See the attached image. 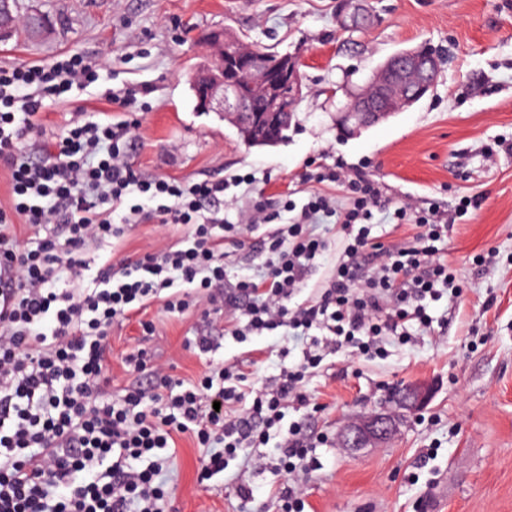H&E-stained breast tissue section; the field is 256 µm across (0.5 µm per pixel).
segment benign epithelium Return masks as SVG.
<instances>
[{"mask_svg":"<svg viewBox=\"0 0 512 512\" xmlns=\"http://www.w3.org/2000/svg\"><path fill=\"white\" fill-rule=\"evenodd\" d=\"M13 25L10 0H0V37L8 35ZM238 42L237 37L222 32L206 41V55L211 65L196 77L199 104L239 126L280 123L288 105L301 95V86L291 77L294 62L258 64L236 50ZM440 65L441 59L416 50L392 55L378 68L374 84L364 86L352 96L347 111L339 118L341 127L353 133L361 125L376 123L399 108L416 103L435 84ZM242 80L248 82L253 97L261 103V111H239L240 101L228 88ZM430 399L428 384L407 385L396 400L398 412L373 413L341 426L340 444L352 451L380 446L397 431L405 414L422 410Z\"/></svg>","mask_w":512,"mask_h":512,"instance_id":"1","label":"benign epithelium"}]
</instances>
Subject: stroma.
I'll return each instance as SVG.
<instances>
[{
  "instance_id": "obj_1",
  "label": "stroma",
  "mask_w": 512,
  "mask_h": 512,
  "mask_svg": "<svg viewBox=\"0 0 512 512\" xmlns=\"http://www.w3.org/2000/svg\"><path fill=\"white\" fill-rule=\"evenodd\" d=\"M343 0H19L58 18L47 37L0 42V66L42 64L82 53L101 67L100 80L77 101H47L40 117L45 138L74 121L137 119L130 159L144 174L179 181L255 173L258 193L224 201L229 219L256 199L303 204L304 176L315 164L340 160L376 180L386 199L414 205L435 200L454 209L459 198L479 207L456 220L441 256L456 270L460 298L433 303L442 335L391 343L385 359L327 357L306 380L308 405L287 420L329 437L317 449L319 470L302 477L308 512H512V151L488 160L485 147L512 142V0H355L369 15L361 29L342 23ZM227 29L253 45L299 61L302 94L287 141L245 145L233 125L198 112L187 82L205 51L207 33ZM430 48L442 57L434 88L421 101L348 134L337 124L350 93L391 55ZM135 93L150 103L135 112L110 95ZM316 231L327 253L293 298L314 296L343 247L331 225ZM267 227L242 243L227 242V284L261 274L260 241ZM186 235L184 227L153 223L125 227L111 246L91 247L92 268L159 251ZM492 263L477 266L476 255ZM146 317L115 324L110 337L111 385L120 394L130 376L122 359L146 348L155 365L176 378L197 377L204 364L188 339L211 333L217 361H248L255 382H272L302 357L304 340L226 335L228 314L195 311L172 316L152 305ZM415 382L432 389L429 404L404 418L384 448L352 454L337 430L383 406L389 390ZM270 447L243 448L223 475L198 482L204 449L177 439L165 475L166 512H273L280 478L256 468ZM252 492L242 505L239 487Z\"/></svg>"
}]
</instances>
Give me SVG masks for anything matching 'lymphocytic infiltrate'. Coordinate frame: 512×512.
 <instances>
[{
    "label": "lymphocytic infiltrate",
    "mask_w": 512,
    "mask_h": 512,
    "mask_svg": "<svg viewBox=\"0 0 512 512\" xmlns=\"http://www.w3.org/2000/svg\"><path fill=\"white\" fill-rule=\"evenodd\" d=\"M98 79V64L81 53L0 66V169L11 184L10 203L0 207V512H162L164 452L179 434L205 449L203 482L223 473L238 449L274 444L283 478L277 512H305L298 479L318 469L316 448L327 439L287 421L288 408L307 403L304 381L327 356L383 358L386 339L405 345L411 327L432 330L429 303L462 293L436 247L451 227L436 205L386 204L366 173L322 165L306 175L313 188L296 217L264 238L266 272L225 288L226 236L274 216L257 203L228 224L203 205L254 187V173L200 182L145 175L129 159L128 120L77 124L43 140L46 100ZM329 184L343 188L344 204L324 193ZM380 211L411 226L416 245L374 244L371 221ZM328 218L344 248L316 299L290 307L328 249L313 230ZM148 223L179 224L188 234L163 252L91 268L90 246ZM20 225L29 232L23 243ZM156 302L173 316L223 303L240 341L280 330L310 342L297 365L260 388L239 363L211 361L198 378L175 379L135 348L125 359L129 373L151 379L113 397L112 325ZM246 398L259 426L226 412Z\"/></svg>",
    "instance_id": "lymphocytic-infiltrate-1"
}]
</instances>
